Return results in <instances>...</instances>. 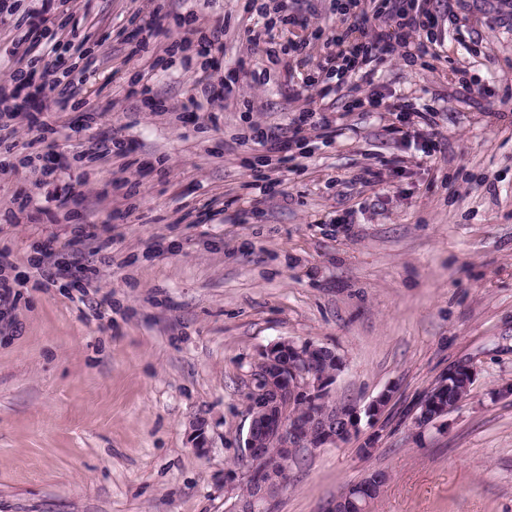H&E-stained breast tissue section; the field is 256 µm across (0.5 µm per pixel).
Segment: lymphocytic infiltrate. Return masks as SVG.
<instances>
[{"label":"lymphocytic infiltrate","instance_id":"lymphocytic-infiltrate-1","mask_svg":"<svg viewBox=\"0 0 512 512\" xmlns=\"http://www.w3.org/2000/svg\"><path fill=\"white\" fill-rule=\"evenodd\" d=\"M67 4L68 0H42L40 9H21L18 0H0V14L19 12L23 18L16 26L11 50L12 79L15 83L37 82L41 93L56 111L71 108L73 90L84 85L96 69L97 58L92 51L82 52L80 63L66 65L64 55L73 48V40L48 25L52 2ZM246 0L244 10L250 22L246 29L251 50L283 63L285 68L301 67L310 58L311 39L306 36L308 18L316 14L315 0ZM443 0H331V11L339 24L327 36L322 62L316 72L302 79L303 87L321 85L323 95L352 91L344 106L345 113L384 112L391 115L392 133L398 134L405 145L420 147L422 153L434 154L437 113L428 107H416L405 97L386 98L374 91L367 98H359L360 84H373L378 63L399 49L415 48L417 58L439 59L438 48L443 40L440 26V7ZM175 27L165 24L164 16L153 13L143 19L138 31L140 40L133 54L148 52L151 45L165 42V52L177 57L183 73L193 78L198 92L206 101H226L236 94L232 82L213 80L201 57L212 51H223V25L205 29L197 24L195 13L175 14ZM300 28L302 36L285 38L287 28ZM6 87L0 86V171L12 168V156H19L21 165L30 167L36 184H44L47 177L69 169L70 163L61 142L76 141L77 159L95 162L109 156H124L123 143L115 137L92 134L97 112L84 115L81 126L50 125L39 115L24 112L11 104ZM26 124L30 137L17 138L18 124ZM334 117L326 109L305 110L290 119L285 128L267 131L252 128L250 134L233 137L236 145L253 143L267 152L277 154L280 168H287L292 160L293 145L304 141L311 129L331 131Z\"/></svg>","mask_w":512,"mask_h":512}]
</instances>
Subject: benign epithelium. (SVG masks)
Instances as JSON below:
<instances>
[{
  "instance_id": "benign-epithelium-1",
  "label": "benign epithelium",
  "mask_w": 512,
  "mask_h": 512,
  "mask_svg": "<svg viewBox=\"0 0 512 512\" xmlns=\"http://www.w3.org/2000/svg\"><path fill=\"white\" fill-rule=\"evenodd\" d=\"M317 349L309 342L297 343L290 340L276 342L262 349L253 370L262 373L259 378L261 389L257 391V400L268 401L265 412L270 423V436L279 440L280 446L292 451L296 448H318L320 446H339L348 442L359 430L360 414L353 407H329L325 402L331 395V387L337 371L326 378L309 366L307 352ZM288 360L289 381L279 380L273 384L270 373L279 360ZM293 400L304 397L321 410L311 414L308 422L301 426L287 417L282 407V399ZM432 403L426 397L418 399L415 412L410 420L418 430L438 426L448 413L430 412ZM248 426L246 436L239 448L241 461L246 466L244 479L251 481L252 496L239 499L236 512H259L261 503L288 484L286 471L268 460L265 449L257 447L254 434L258 428L256 415H246ZM383 479L378 474L365 478L355 490L345 489L326 507V512H367L371 502L378 496Z\"/></svg>"
}]
</instances>
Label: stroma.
I'll list each match as a JSON object with an SVG mask.
<instances>
[{"label": "stroma", "mask_w": 512, "mask_h": 512, "mask_svg": "<svg viewBox=\"0 0 512 512\" xmlns=\"http://www.w3.org/2000/svg\"><path fill=\"white\" fill-rule=\"evenodd\" d=\"M453 9L444 50L464 75L397 54L375 79L410 98L442 93L439 154L407 149L380 113H352L334 139L312 142L306 171L235 224L224 203L266 159L259 146L230 152L227 143L300 109L286 72L263 56L251 66L269 68L267 80L236 74L240 0H70L69 26L90 35L98 63L63 118L99 111L95 133L131 142L134 163H74L60 181L82 179L83 204L37 224L12 222L8 207L21 187L44 205L45 189L27 169L0 173V252L15 275H34L49 239L55 261H70L71 233L84 223L113 239V263L97 280L112 297L102 317L65 289L29 283L0 319V512H232L249 374L283 340L342 359L336 402L363 410L382 392L392 399L371 454L356 438L300 450L269 512H323L373 471L386 483L370 512H512V396L498 394L512 385V5L456 0ZM157 10L225 24V51L208 61L215 78L237 79L236 100L177 121L126 98L142 67L128 39ZM462 79L473 87L463 102ZM151 86L172 107L194 93L163 64ZM368 166L384 167L380 190L357 182ZM120 168L137 190L127 216L113 211ZM359 203L356 224L338 225ZM460 361L476 377L446 425L419 432L400 419ZM198 422L203 453L192 446Z\"/></svg>", "instance_id": "1"}]
</instances>
